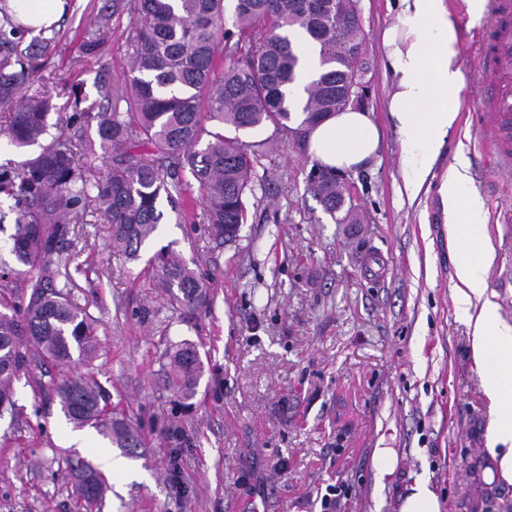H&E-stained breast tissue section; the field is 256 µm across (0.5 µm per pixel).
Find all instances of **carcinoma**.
<instances>
[{"label":"carcinoma","mask_w":512,"mask_h":512,"mask_svg":"<svg viewBox=\"0 0 512 512\" xmlns=\"http://www.w3.org/2000/svg\"><path fill=\"white\" fill-rule=\"evenodd\" d=\"M299 2L235 0L228 17L225 0H106L103 32L125 14L139 23L128 82L115 88L104 74L96 83L99 103L84 107L75 93L71 111L64 113L49 91L27 93L55 37L43 35L24 47L26 27L6 13L0 17L3 133L25 149L39 144L50 127L58 130L40 152L0 164V195L14 200L15 214L9 258L0 256L1 410L14 405V381L33 359L63 368L97 357L96 320L58 285L52 268L71 262L66 247L74 225L98 213L111 226L112 248L137 260L164 218V198L177 211V222L209 224L216 238L234 242L247 223L246 200L255 195L257 167L271 143L244 142L240 133L270 124L302 136L324 115L345 108L356 59L364 56L356 0H348L341 13L336 0H316V12ZM306 38L321 45L322 71L299 105L289 98L288 86ZM91 126L95 139L86 135ZM101 153L111 155L107 174L93 164ZM194 185L202 208L189 214L182 205ZM308 187L331 218L342 211L339 223L354 220L333 173L314 169ZM149 264L174 309L192 314L206 302L202 278L170 248L155 252ZM171 364L177 392L192 396L203 374L199 351L185 342ZM53 392L70 423L96 429L131 454L140 447L129 424L107 412L90 379H62ZM67 466L85 503L102 498L107 481L100 470L77 453Z\"/></svg>","instance_id":"carcinoma-1"}]
</instances>
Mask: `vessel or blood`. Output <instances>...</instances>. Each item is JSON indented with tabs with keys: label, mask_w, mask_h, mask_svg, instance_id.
I'll return each mask as SVG.
<instances>
[{
	"label": "vessel or blood",
	"mask_w": 512,
	"mask_h": 512,
	"mask_svg": "<svg viewBox=\"0 0 512 512\" xmlns=\"http://www.w3.org/2000/svg\"><path fill=\"white\" fill-rule=\"evenodd\" d=\"M494 25L478 52L480 144L499 170L512 169V0H489Z\"/></svg>",
	"instance_id": "obj_1"
}]
</instances>
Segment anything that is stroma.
<instances>
[{
    "label": "stroma",
    "instance_id": "1",
    "mask_svg": "<svg viewBox=\"0 0 512 512\" xmlns=\"http://www.w3.org/2000/svg\"><path fill=\"white\" fill-rule=\"evenodd\" d=\"M463 29L464 85L458 126L427 192L401 193L403 153L388 120L384 28L389 0H362L364 105L384 131L379 158L345 176L361 221L339 224L308 189L312 164L295 135L272 127L246 134L275 137L263 182L248 200L235 243L221 244L207 224H180L166 212L138 260L113 254L110 228L78 225L77 263L68 287L96 319L100 350L93 365L67 370L31 364L15 383V410L0 415V512H324L335 485L339 512H397L416 478H428L443 512H512V486L485 482L490 467V402L481 388L469 330L457 313L448 223L438 192L450 165L464 159L484 202L495 251L488 292L512 323V173L497 172L472 146L479 92L476 32L465 0H449ZM104 0H71L55 29V49L34 88L66 106L72 90L98 98L108 71L124 83L136 26L122 22L102 57L82 55ZM171 247L195 261L208 287L195 315L173 310L148 260ZM196 344L204 373L192 398L169 387L174 345ZM85 375L137 431L142 446L125 474L89 505L72 491L65 461L80 453L98 463L110 442L90 431L88 445L68 423L53 379ZM394 451L395 471L375 483L374 453Z\"/></svg>",
    "mask_w": 512,
    "mask_h": 512
}]
</instances>
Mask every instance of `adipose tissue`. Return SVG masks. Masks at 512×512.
<instances>
[{
    "label": "adipose tissue",
    "instance_id": "obj_1",
    "mask_svg": "<svg viewBox=\"0 0 512 512\" xmlns=\"http://www.w3.org/2000/svg\"><path fill=\"white\" fill-rule=\"evenodd\" d=\"M30 29L55 25L66 0H7ZM396 21L385 29L383 67L390 80L387 112L403 147L402 192L415 200L427 189L458 124L463 72L461 27L446 0H395ZM313 164L341 172L364 169L381 148L371 113L356 107L325 115L306 132ZM439 192L450 219L458 283L457 310L471 329V347L493 413L489 428L491 476L512 485V324L487 298L493 250L484 235V203L465 163L450 166Z\"/></svg>",
    "mask_w": 512,
    "mask_h": 512
}]
</instances>
